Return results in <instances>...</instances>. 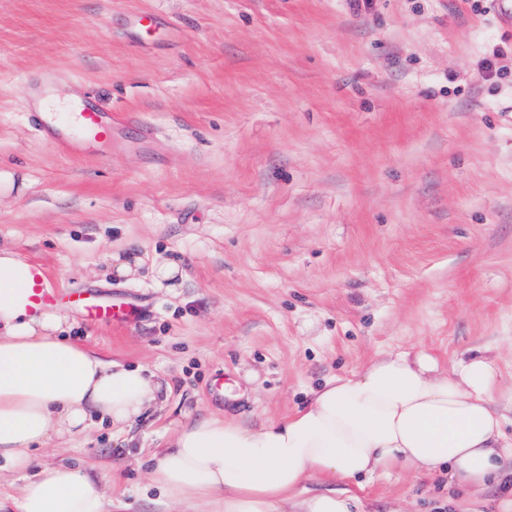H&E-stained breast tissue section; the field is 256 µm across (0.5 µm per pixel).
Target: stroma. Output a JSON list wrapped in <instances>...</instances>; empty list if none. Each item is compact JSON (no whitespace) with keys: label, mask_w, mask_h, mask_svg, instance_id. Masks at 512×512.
<instances>
[{"label":"stroma","mask_w":512,"mask_h":512,"mask_svg":"<svg viewBox=\"0 0 512 512\" xmlns=\"http://www.w3.org/2000/svg\"><path fill=\"white\" fill-rule=\"evenodd\" d=\"M35 90L111 111V158L43 140ZM0 243L140 307L120 326L66 314L155 373L162 405L37 453L98 477L111 512H175L149 472L188 420L257 427L399 351L489 356L511 439L512 32L490 0H0ZM116 255L140 271L109 274ZM306 489L512 512L503 481L400 468Z\"/></svg>","instance_id":"1"}]
</instances>
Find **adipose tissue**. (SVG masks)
I'll use <instances>...</instances> for the list:
<instances>
[{
    "mask_svg": "<svg viewBox=\"0 0 512 512\" xmlns=\"http://www.w3.org/2000/svg\"><path fill=\"white\" fill-rule=\"evenodd\" d=\"M34 265L0 246V476L18 474L0 512H109L88 472L37 462L49 440L72 441L95 420L121 429L159 397L145 368L105 361L67 336L56 309L28 311ZM488 357L441 370L426 351L399 352L313 390L294 414L252 429L205 418L156 454L149 483L182 512H358L357 497L303 496L313 475L368 479L400 467L483 484L512 453L494 406Z\"/></svg>",
    "mask_w": 512,
    "mask_h": 512,
    "instance_id": "adipose-tissue-1",
    "label": "adipose tissue"
}]
</instances>
